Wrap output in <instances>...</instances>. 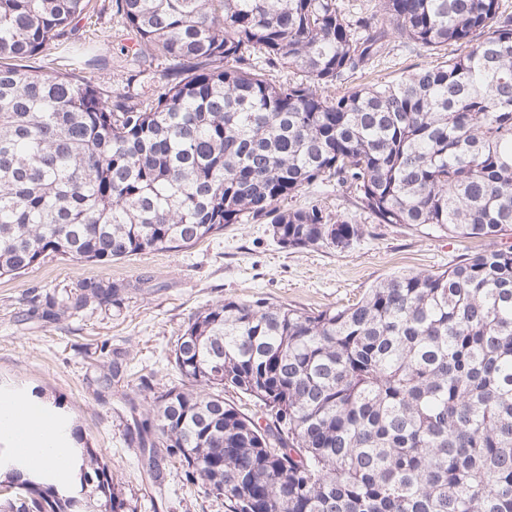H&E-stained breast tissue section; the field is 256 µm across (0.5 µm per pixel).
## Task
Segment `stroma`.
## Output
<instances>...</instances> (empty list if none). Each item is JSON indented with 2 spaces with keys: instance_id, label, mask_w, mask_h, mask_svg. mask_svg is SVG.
<instances>
[{
  "instance_id": "stroma-1",
  "label": "stroma",
  "mask_w": 512,
  "mask_h": 512,
  "mask_svg": "<svg viewBox=\"0 0 512 512\" xmlns=\"http://www.w3.org/2000/svg\"><path fill=\"white\" fill-rule=\"evenodd\" d=\"M91 4L95 24L76 20L67 36L99 48V64L82 70L81 78L150 96L165 79L167 61L156 58L146 71L135 72L121 53L134 41L114 18L112 0ZM430 60L424 49L401 45L374 63L367 76L347 77L337 88L367 78L390 81ZM370 230L343 251L285 248L269 225L230 224L194 247L145 252L105 267L46 257L19 277L0 279V391H35L41 401L61 406L85 442L109 462L132 512H224L202 484L185 481L177 459H160L157 482L146 485L141 452L125 442L129 400H136L144 413L149 403L140 389L142 380L158 388L181 385L166 357L189 318L216 301L262 298L313 310L341 306L392 273L440 271L461 254L502 245L498 239L458 240L392 224H374ZM91 276L143 281L147 287L130 291L117 307L102 306L51 323L32 318L35 302ZM104 350L120 353L126 362L119 379H108L101 365Z\"/></svg>"
}]
</instances>
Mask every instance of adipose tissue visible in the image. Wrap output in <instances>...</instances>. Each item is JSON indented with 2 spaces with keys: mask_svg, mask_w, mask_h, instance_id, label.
<instances>
[{
  "mask_svg": "<svg viewBox=\"0 0 512 512\" xmlns=\"http://www.w3.org/2000/svg\"><path fill=\"white\" fill-rule=\"evenodd\" d=\"M0 441L28 466L63 475L72 467V440L50 409L21 394H0Z\"/></svg>",
  "mask_w": 512,
  "mask_h": 512,
  "instance_id": "1",
  "label": "adipose tissue"
}]
</instances>
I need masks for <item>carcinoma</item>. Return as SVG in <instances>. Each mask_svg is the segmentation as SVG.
Wrapping results in <instances>:
<instances>
[{
    "label": "carcinoma",
    "mask_w": 512,
    "mask_h": 512,
    "mask_svg": "<svg viewBox=\"0 0 512 512\" xmlns=\"http://www.w3.org/2000/svg\"><path fill=\"white\" fill-rule=\"evenodd\" d=\"M89 0H0V276L50 255L108 265L191 248L226 224L291 249L345 250L373 224L512 235V12L500 0H112L170 74L147 98L59 68ZM467 52L336 91L391 44ZM43 54L44 67L23 61ZM334 187L353 212L319 203ZM84 278L45 299L56 321L123 302ZM186 383L131 405L130 445L184 463L226 512H512V247L438 272H394L348 305L226 298L171 350ZM254 399L266 421L224 399ZM79 447L71 486L0 457V512H129ZM316 202L328 207L333 211H336V207H338L339 210H355L347 200V197H344L341 195V193H336V188L333 189L332 187L325 189L320 193H308L306 191L302 192L298 194L296 198H293L292 201L288 200V203L285 202L284 207H303Z\"/></svg>",
    "instance_id": "obj_1"
}]
</instances>
